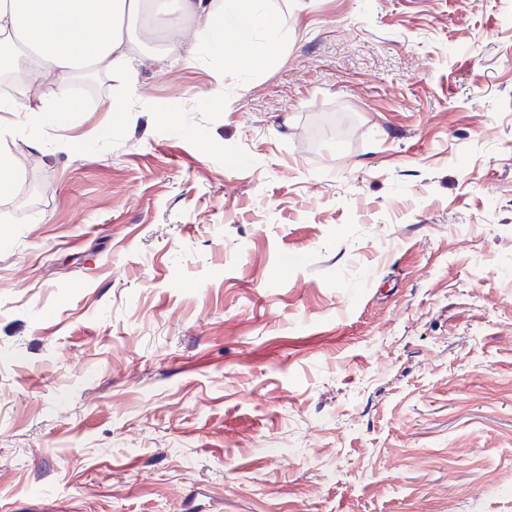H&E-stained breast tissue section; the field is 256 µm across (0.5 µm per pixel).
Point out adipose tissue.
<instances>
[{
  "label": "adipose tissue",
  "mask_w": 512,
  "mask_h": 512,
  "mask_svg": "<svg viewBox=\"0 0 512 512\" xmlns=\"http://www.w3.org/2000/svg\"><path fill=\"white\" fill-rule=\"evenodd\" d=\"M154 13L164 21L171 49L179 25L195 23L194 41L218 42L224 63H270L283 38L281 17L267 0H0V34L29 47L18 66L28 78L23 99L0 102V112L52 113L67 125L71 109L62 76L88 69L126 74L132 63L131 18Z\"/></svg>",
  "instance_id": "obj_1"
}]
</instances>
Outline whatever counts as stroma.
Segmentation results:
<instances>
[{
  "label": "stroma",
  "mask_w": 512,
  "mask_h": 512,
  "mask_svg": "<svg viewBox=\"0 0 512 512\" xmlns=\"http://www.w3.org/2000/svg\"><path fill=\"white\" fill-rule=\"evenodd\" d=\"M273 3L11 115L0 512H512V0Z\"/></svg>",
  "instance_id": "stroma-1"
}]
</instances>
